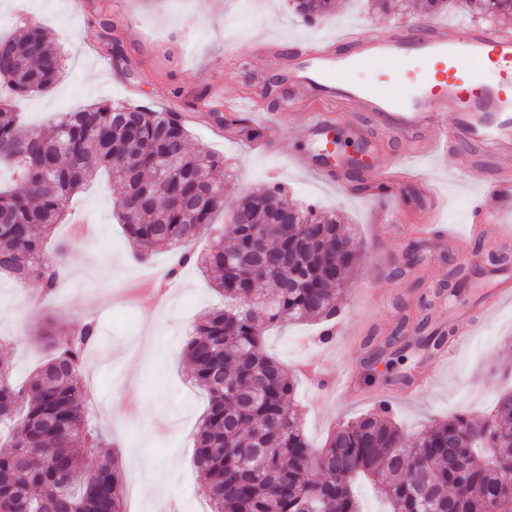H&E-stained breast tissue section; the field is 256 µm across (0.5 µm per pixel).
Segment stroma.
<instances>
[{
    "label": "stroma",
    "mask_w": 512,
    "mask_h": 512,
    "mask_svg": "<svg viewBox=\"0 0 512 512\" xmlns=\"http://www.w3.org/2000/svg\"><path fill=\"white\" fill-rule=\"evenodd\" d=\"M27 8L64 57L57 85L17 104L31 126L47 131L60 113L105 102L171 109L184 117L192 148L223 157L231 174L229 197L269 185L268 174L276 170L286 200L345 216V230L360 254L336 322L356 321L363 333L348 347L335 340L323 372L332 376L350 369L360 398L306 376L320 324L286 322L264 336L267 353L298 377L295 399L313 445H321L338 422L371 412L375 404L368 396L377 391L393 394V416L408 435L453 413L489 414L495 401L512 391V305L492 306L497 289L512 288V263L495 272L477 252L462 254L458 243L418 239L413 228L428 217L415 194L393 188L381 195L352 191L341 166L333 180H324L294 167L277 146L254 150L251 141L209 111L210 104L232 98L239 103L236 115L250 126L267 134L278 131L294 151L319 154L324 145L310 134L304 107L282 105L288 86L258 54V43L272 37L288 43L324 39L348 28L387 32L415 21L416 13L382 14L369 9L367 0H336L335 14L309 26L295 16L289 0H266L251 14L244 13L243 0H105L99 12L88 0H0V32L20 25ZM104 20L120 34L127 70L118 69L95 39ZM201 94L206 106L189 109V101ZM360 129L377 143L383 162L404 148L358 115L335 128L342 150L359 151ZM458 162V155L435 157L426 151L415 168L442 194L436 223L462 234L472 222L479 187L449 178ZM116 202L104 176L70 202L53 233L66 241L67 259L52 294H45L38 280L0 275V359L11 361L15 382H23L43 356L35 338L38 327L64 336L80 321L93 320L99 341L85 352L82 375L99 410L98 426L119 459L124 505L156 512L164 498L179 512H209L197 492L192 463L194 434L208 396L190 382L182 350L186 330L223 306L224 299L195 265L179 264L176 251L135 261L115 220ZM382 207L403 208L401 223L387 228L376 222L374 213ZM458 263L468 268L471 286L451 297L448 272ZM424 316L444 329L478 318L483 324L465 345L447 347L444 368L417 395L413 387L419 369L432 358L428 350L412 347L388 365L373 362L371 353L393 331L411 328ZM146 480L160 484L159 497L134 498Z\"/></svg>",
    "instance_id": "1"
}]
</instances>
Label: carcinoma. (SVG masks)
<instances>
[{"mask_svg": "<svg viewBox=\"0 0 512 512\" xmlns=\"http://www.w3.org/2000/svg\"><path fill=\"white\" fill-rule=\"evenodd\" d=\"M461 5L483 17L512 19V0H421L433 15ZM312 25L335 0H291ZM62 55L40 23L23 22L0 39V274L36 278L54 289L64 248L46 252L65 205L100 170L118 192V222L148 259L197 238L224 210V158L189 147L177 112L144 105L102 104L63 113L49 133L26 127L17 98L57 82ZM279 184L239 198L233 228L197 258L217 273L224 306L192 328L184 357L209 394L196 430L194 464L211 512H360L353 485L380 486L389 512H512V474L490 458L512 462V392L488 416L451 414L407 438L379 406L348 421L315 449L291 406L296 381L264 349L267 327L283 321L336 318L357 247L342 218L313 205L290 206ZM434 349L445 333L417 324ZM98 340L84 321L52 342L46 361L17 387L0 360V426L12 427L0 454V512H123L119 469L97 426L81 377L82 354ZM77 448L98 465L83 480Z\"/></svg>", "mask_w": 512, "mask_h": 512, "instance_id": "1", "label": "carcinoma"}]
</instances>
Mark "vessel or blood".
Listing matches in <instances>:
<instances>
[{
    "label": "vessel or blood",
    "mask_w": 512,
    "mask_h": 512,
    "mask_svg": "<svg viewBox=\"0 0 512 512\" xmlns=\"http://www.w3.org/2000/svg\"><path fill=\"white\" fill-rule=\"evenodd\" d=\"M259 52L287 67L290 87L304 93L308 129L315 136L328 139L339 114L363 112L406 142L393 168L368 169L376 183L413 182L411 167L422 142L448 155L469 148L463 169L485 195L469 232L477 234L497 221L500 208L489 199L512 190V29L474 25L454 39L447 25L423 21L365 37L343 30L330 39H307L286 48L268 40ZM375 58L385 59L389 67L381 88L359 79ZM279 150L296 167L332 178V170L310 155L290 151L287 142H280ZM485 154L492 157L491 167L479 162Z\"/></svg>",
    "instance_id": "1"
}]
</instances>
